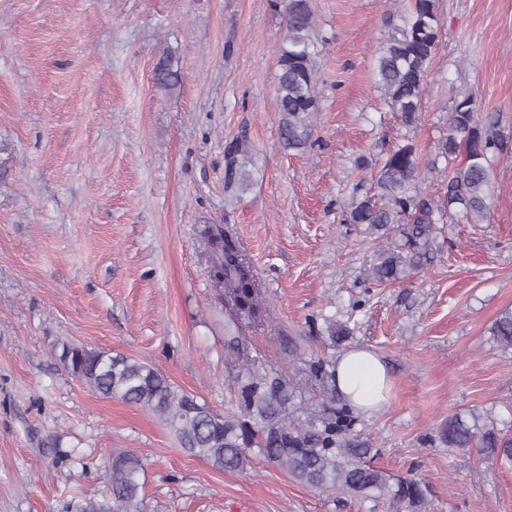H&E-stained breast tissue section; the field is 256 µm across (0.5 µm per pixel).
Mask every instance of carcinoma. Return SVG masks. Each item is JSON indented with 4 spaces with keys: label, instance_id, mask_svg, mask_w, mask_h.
Wrapping results in <instances>:
<instances>
[{
    "label": "carcinoma",
    "instance_id": "cac0c4a2",
    "mask_svg": "<svg viewBox=\"0 0 512 512\" xmlns=\"http://www.w3.org/2000/svg\"><path fill=\"white\" fill-rule=\"evenodd\" d=\"M285 24L275 109L281 115L284 144L300 149L308 140L307 119L318 107L310 0H285ZM439 33L438 0H411L402 25L380 49L377 88L406 126L417 122ZM497 123L496 117L482 114L476 93L455 100L437 156L448 163L460 157L462 162L448 168L446 199L440 205L418 193L426 163L415 144L399 145L386 155L375 177L377 192L356 198L347 210L351 224L401 227V244L373 267L376 281H403L424 266L435 225L447 213L457 210L469 223L483 221L489 210L491 157L507 150ZM208 244L213 276L224 288L225 302L253 323L265 321L259 284L235 240L227 233H211ZM490 334L496 343L512 346V311L493 322ZM224 347L242 361L237 413L216 412L174 386L153 365L130 355L63 342L57 358L95 394L156 413L181 447L217 470L244 472L257 462L272 463L309 487L384 501L390 512H426L425 486L372 465L371 448L354 434L357 416L347 404L336 403V389L330 390L328 404L302 417L292 382L258 367L241 352L236 334L224 337ZM441 436L450 448L476 447L512 465V436L501 433L487 417H450ZM142 473V460L135 453L112 456L104 466L109 497L70 502L65 512H146L140 494Z\"/></svg>",
    "mask_w": 512,
    "mask_h": 512
}]
</instances>
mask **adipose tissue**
Returning a JSON list of instances; mask_svg holds the SVG:
<instances>
[{
    "mask_svg": "<svg viewBox=\"0 0 512 512\" xmlns=\"http://www.w3.org/2000/svg\"><path fill=\"white\" fill-rule=\"evenodd\" d=\"M333 369L338 393L357 412L371 414L383 408L389 372L377 353L351 348L336 357Z\"/></svg>",
    "mask_w": 512,
    "mask_h": 512,
    "instance_id": "ef3b65f1",
    "label": "adipose tissue"
}]
</instances>
